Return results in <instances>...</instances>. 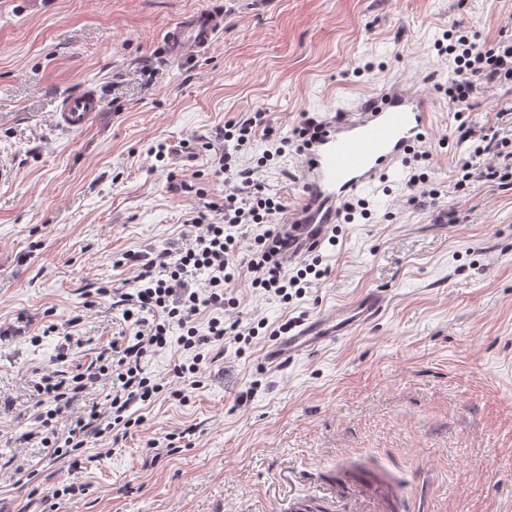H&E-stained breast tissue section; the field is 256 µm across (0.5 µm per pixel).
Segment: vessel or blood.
<instances>
[{
	"label": "vessel or blood",
	"mask_w": 512,
	"mask_h": 512,
	"mask_svg": "<svg viewBox=\"0 0 512 512\" xmlns=\"http://www.w3.org/2000/svg\"><path fill=\"white\" fill-rule=\"evenodd\" d=\"M223 31L222 5L199 8L168 28L163 49L171 62L183 65L208 53ZM103 106L99 89L82 88L62 97L53 123L66 131H82ZM431 116L432 105L427 96L394 81L374 96L354 101L340 116L327 117L324 135L302 152L299 186L304 201L284 218L291 237L289 262L302 260L308 248L333 233L347 199L377 188L379 180L388 178L403 164L423 141ZM385 302L384 293L376 291L358 301L354 316L344 318L331 311L300 323L281 348L268 353V363L275 366L324 342L336 341L378 317ZM319 495L330 503L333 512H362L361 504L367 500L412 499L399 480L344 487L324 482Z\"/></svg>",
	"instance_id": "b4317fda"
}]
</instances>
